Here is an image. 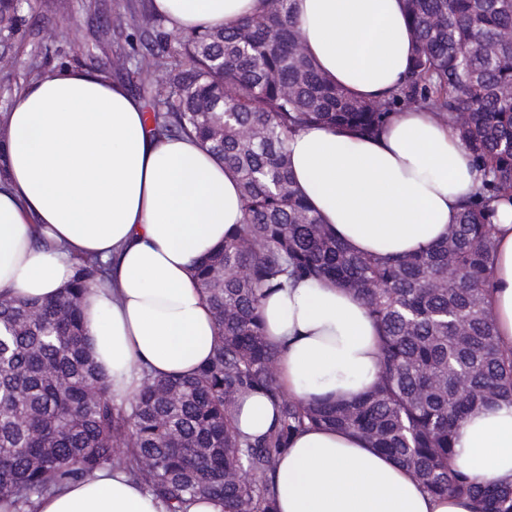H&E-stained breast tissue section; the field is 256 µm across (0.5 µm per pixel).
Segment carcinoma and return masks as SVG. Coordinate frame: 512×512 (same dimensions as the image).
<instances>
[{
  "label": "carcinoma",
  "instance_id": "cac0c4a2",
  "mask_svg": "<svg viewBox=\"0 0 512 512\" xmlns=\"http://www.w3.org/2000/svg\"><path fill=\"white\" fill-rule=\"evenodd\" d=\"M27 0H0V48L20 31ZM411 60L391 95L363 100L331 82L303 50L290 0L232 28L200 27L167 50L161 19L136 74L158 138L193 137L237 178L242 223L195 275L218 340L194 374L144 373L117 401L86 349L81 303L108 278L99 258H75L58 297L0 290V512L104 468L124 472L187 512L197 498L224 512H275L272 475L291 438L313 426L354 434L393 457L430 493L473 512H512V484L477 482L453 465L455 437L479 406L512 404V343L485 303L499 202L512 203V0H403ZM452 123L482 184L448 235L410 256L358 254L311 208L291 171L290 136L311 126L382 131L400 109ZM332 281L360 298L378 326L376 385L351 402L302 401L277 376L279 349L261 300L288 282ZM259 390L278 411L260 438L236 427L239 396Z\"/></svg>",
  "mask_w": 512,
  "mask_h": 512
}]
</instances>
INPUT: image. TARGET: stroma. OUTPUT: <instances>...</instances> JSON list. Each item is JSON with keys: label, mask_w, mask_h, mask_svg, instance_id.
<instances>
[{"label": "stroma", "mask_w": 512, "mask_h": 512, "mask_svg": "<svg viewBox=\"0 0 512 512\" xmlns=\"http://www.w3.org/2000/svg\"><path fill=\"white\" fill-rule=\"evenodd\" d=\"M23 10L24 23L18 47L10 60L0 63V113L8 111L14 93L30 77L27 69L39 60L42 75L58 70L61 63L107 75L137 94L136 83L126 78L134 50L148 28L151 0H32ZM124 14L130 25L123 34H107L109 21ZM38 58H31V51Z\"/></svg>", "instance_id": "1"}]
</instances>
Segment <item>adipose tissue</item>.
Wrapping results in <instances>:
<instances>
[{
  "mask_svg": "<svg viewBox=\"0 0 512 512\" xmlns=\"http://www.w3.org/2000/svg\"><path fill=\"white\" fill-rule=\"evenodd\" d=\"M267 0H153L178 32L231 27ZM306 53L351 95L394 90L410 62L402 0H292ZM143 103L120 83L64 69L18 90L6 123L8 177L0 185V288L56 297L77 256L108 262L86 294L88 346L116 398L143 371L192 374L213 355L217 330L193 273L243 213L236 178L195 139H158ZM309 204L352 251H424L456 223L482 174L453 129L432 113H393L374 137L313 126L288 141ZM486 300L512 342V204H498ZM278 346L281 383L297 398L350 400L374 386L378 328L361 300L332 282L300 281L262 302ZM277 422L262 392L238 401L236 426L256 438ZM454 465L472 479L512 483V405L476 409L460 424ZM277 512H471L467 499L427 492L393 458L347 433L294 436L274 475ZM36 512H166L119 471L37 501Z\"/></svg>",
  "mask_w": 512,
  "mask_h": 512,
  "instance_id": "ef3b65f1",
  "label": "adipose tissue"
}]
</instances>
